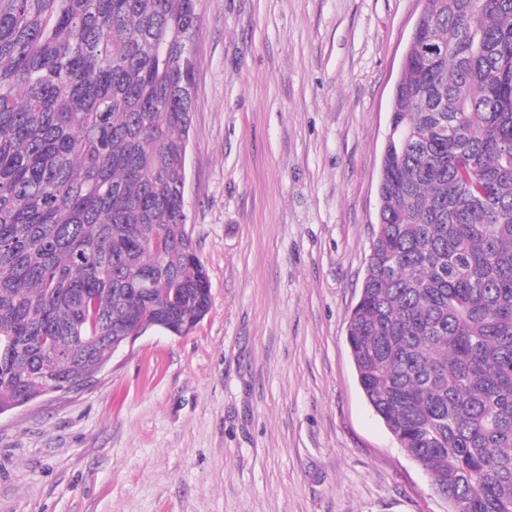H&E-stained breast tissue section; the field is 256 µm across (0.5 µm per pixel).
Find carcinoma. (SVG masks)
Listing matches in <instances>:
<instances>
[{"instance_id": "carcinoma-1", "label": "carcinoma", "mask_w": 512, "mask_h": 512, "mask_svg": "<svg viewBox=\"0 0 512 512\" xmlns=\"http://www.w3.org/2000/svg\"><path fill=\"white\" fill-rule=\"evenodd\" d=\"M347 341L436 493L512 512V0H428ZM196 0H0V410L211 302L183 192Z\"/></svg>"}]
</instances>
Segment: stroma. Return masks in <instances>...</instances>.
I'll return each mask as SVG.
<instances>
[{
    "label": "stroma",
    "mask_w": 512,
    "mask_h": 512,
    "mask_svg": "<svg viewBox=\"0 0 512 512\" xmlns=\"http://www.w3.org/2000/svg\"><path fill=\"white\" fill-rule=\"evenodd\" d=\"M186 199L212 306L0 416V512H448L347 343L419 0H198Z\"/></svg>",
    "instance_id": "1"
}]
</instances>
